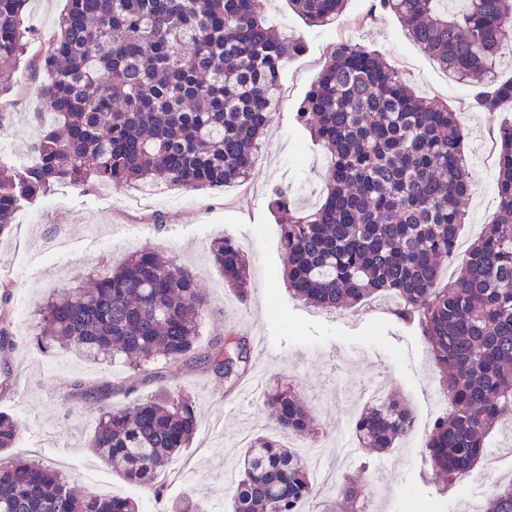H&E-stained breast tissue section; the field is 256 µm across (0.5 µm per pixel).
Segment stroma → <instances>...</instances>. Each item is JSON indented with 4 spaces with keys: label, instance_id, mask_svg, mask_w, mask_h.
<instances>
[{
    "label": "stroma",
    "instance_id": "35a3bbf8",
    "mask_svg": "<svg viewBox=\"0 0 512 512\" xmlns=\"http://www.w3.org/2000/svg\"><path fill=\"white\" fill-rule=\"evenodd\" d=\"M65 0H32L22 20L33 48L50 43ZM260 12L279 30L301 37L307 51L286 62L280 104L262 138L246 181L216 190L186 191L159 183L152 207L133 206L139 188L113 189L95 183L59 186L22 203L10 236L0 239V283L10 295L0 308V326L14 343L0 356V411L18 420L20 432L12 455L39 459L62 471L69 482L106 496L125 494L139 512H162L152 493L128 484L97 460L87 447L100 412L125 406L127 368L118 362L90 361L75 352L40 350V310L53 294L87 284L93 274L120 263L129 253L150 246L187 266L210 298L199 325L198 347L234 328L249 340L250 364L267 380L292 382L313 406L329 435L344 433L350 420L345 401L331 398L343 387L352 391L376 378L386 392L404 395L418 416H426L439 396L438 371L417 328L363 305L335 312L316 309L291 296L283 282L277 216L267 202L271 190L288 188L298 213L315 207L323 192L326 152L313 142L294 115L320 73L332 44L349 40L378 50L402 70L415 91L460 111L469 151L471 194L464 203L465 223L457 251L449 256L445 279H452L466 249L484 225L496 217L497 168L492 126L512 122V107L495 118L472 109L479 87L462 83L440 68L410 41L392 13L374 9L372 0H348L342 16L311 27L288 0H258ZM38 82L19 72L17 84L0 94V166L20 173L35 161L32 114L41 107ZM229 236L242 247L250 267V293L238 300L224 286V276L209 257L214 239ZM190 393L197 404L199 427L166 477V495H192L203 512H229L226 491L234 464L243 451L241 433L276 434L260 394L242 399L211 369L190 364L138 385L134 396L147 398L160 389ZM370 505L374 512H414L416 503L435 501L439 512H462L473 500L485 501L489 486L461 483L439 493L421 450L396 444L386 455Z\"/></svg>",
    "mask_w": 512,
    "mask_h": 512
}]
</instances>
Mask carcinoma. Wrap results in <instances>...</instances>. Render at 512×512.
<instances>
[{"instance_id":"cac0c4a2","label":"carcinoma","mask_w":512,"mask_h":512,"mask_svg":"<svg viewBox=\"0 0 512 512\" xmlns=\"http://www.w3.org/2000/svg\"><path fill=\"white\" fill-rule=\"evenodd\" d=\"M346 0H289L310 26L342 15ZM411 41L462 82L489 86L473 107L490 116L512 102V79L497 72L512 43V0H381ZM29 0H0V88L17 83L26 59L45 108L33 113L37 160L0 179V237L12 232L20 202L59 184L90 180L115 188L162 181L185 190L238 185L253 166L273 118L286 61L307 50L282 37L257 0H67L49 46L30 53L21 29ZM295 121L328 151L326 195L304 216L290 214L288 190L269 200L279 224L288 291L312 307L352 309L384 295L391 314L417 326L440 369L448 402L423 440L443 489L485 456L497 423L512 416V124L497 132V219L469 247L444 288L441 262L455 252L462 200L469 195L464 134L455 110L423 99L375 50L349 41L330 47ZM228 288L247 296L241 247L210 244ZM209 300L195 275L150 247L100 270L89 288H70L41 310V346L58 343L85 358L121 359L136 391L146 366L201 362L235 385L249 367L246 340L230 332L197 354L198 322ZM266 403L284 436L319 443L313 409L288 383ZM411 406L385 397L363 409L359 447L381 455L404 438ZM197 409L188 394L163 392L101 415L93 454L128 483L164 497L162 476L189 447ZM16 419L0 413V451L14 447ZM231 512H298L306 500L364 512V485L343 474L322 494L300 450L253 437L237 463ZM0 512H138L125 495L77 493L38 461L0 462ZM164 512H202L191 495ZM482 512H512V481L495 485Z\"/></svg>"}]
</instances>
